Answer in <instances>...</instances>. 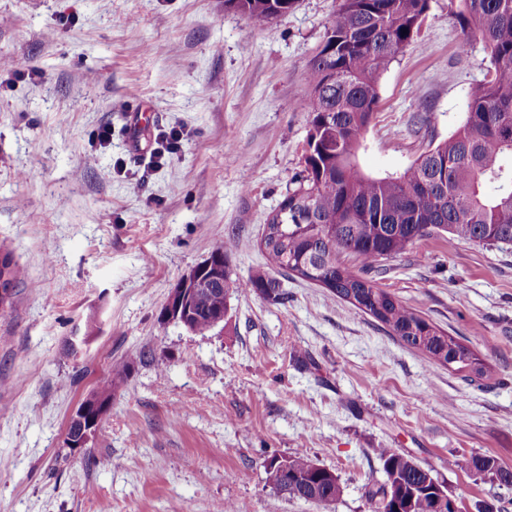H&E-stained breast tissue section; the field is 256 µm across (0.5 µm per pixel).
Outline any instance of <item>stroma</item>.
Wrapping results in <instances>:
<instances>
[{
    "label": "stroma",
    "mask_w": 512,
    "mask_h": 512,
    "mask_svg": "<svg viewBox=\"0 0 512 512\" xmlns=\"http://www.w3.org/2000/svg\"><path fill=\"white\" fill-rule=\"evenodd\" d=\"M337 4L258 24L224 0H0V251L24 271L0 311V512H317L267 481L296 454L338 477L336 512H372L379 448L431 468L461 512H512V490L448 466L512 468V248L435 235L373 277L491 366L481 386L299 279L280 301L233 293L204 334L160 318L214 249L239 280L264 264ZM453 9L430 0L381 74L365 173L403 172L464 123L489 57L476 37L458 54ZM121 368L90 454L71 452L73 412ZM448 466L452 469L470 471L484 475L485 477H488L490 481L497 483L498 486H512V470L500 465L497 460L491 456H463L449 462ZM508 476H510V478H508Z\"/></svg>",
    "instance_id": "stroma-1"
}]
</instances>
